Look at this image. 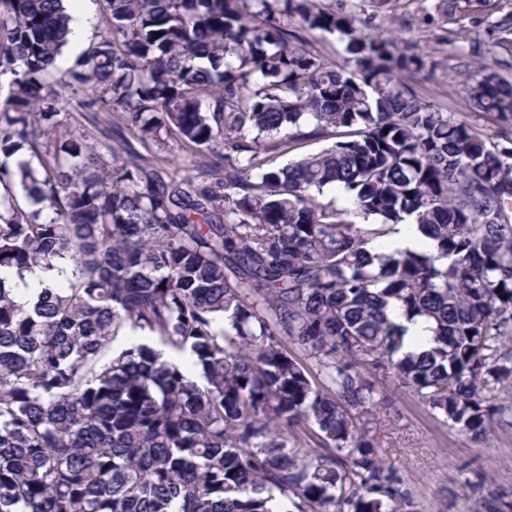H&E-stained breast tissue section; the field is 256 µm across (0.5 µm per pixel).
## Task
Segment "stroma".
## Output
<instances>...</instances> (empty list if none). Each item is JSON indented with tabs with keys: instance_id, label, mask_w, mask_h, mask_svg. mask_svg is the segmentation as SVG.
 <instances>
[{
	"instance_id": "obj_1",
	"label": "stroma",
	"mask_w": 512,
	"mask_h": 512,
	"mask_svg": "<svg viewBox=\"0 0 512 512\" xmlns=\"http://www.w3.org/2000/svg\"><path fill=\"white\" fill-rule=\"evenodd\" d=\"M326 9L369 21L372 31L393 30L401 42L428 54L434 65L414 87L443 111L472 115L467 88L477 68L512 81L497 47L500 24L512 19V0H318ZM375 409L386 464L416 512H486L490 495L512 503V388L503 391L487 442L434 416L423 400L387 387Z\"/></svg>"
}]
</instances>
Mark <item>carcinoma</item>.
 I'll list each match as a JSON object with an SVG mask.
<instances>
[{
    "mask_svg": "<svg viewBox=\"0 0 512 512\" xmlns=\"http://www.w3.org/2000/svg\"><path fill=\"white\" fill-rule=\"evenodd\" d=\"M106 3L70 78L145 150L110 164L53 112L34 128L63 0H0V512H414L373 435L379 380L476 442L512 385V82L469 87L488 143L418 95L414 47L355 15ZM312 31L345 65L305 48ZM22 149L53 162L9 164ZM329 187L349 207L320 202ZM401 224L432 249L391 248ZM37 270L27 299L3 275ZM391 304L432 347L403 351ZM123 327L190 367L146 343L108 354ZM305 38L309 46L316 50L323 57L336 61L342 62V58L346 57L343 50V43L339 41L337 36L325 34H305Z\"/></svg>",
    "mask_w": 512,
    "mask_h": 512,
    "instance_id": "carcinoma-1",
    "label": "carcinoma"
}]
</instances>
